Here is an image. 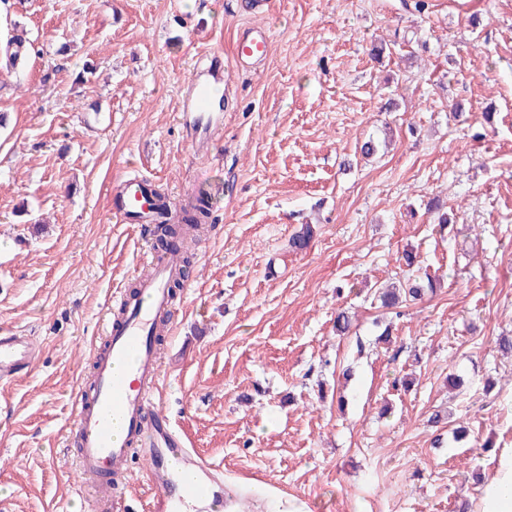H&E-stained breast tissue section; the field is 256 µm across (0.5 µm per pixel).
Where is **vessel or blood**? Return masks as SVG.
Masks as SVG:
<instances>
[{
	"label": "vessel or blood",
	"mask_w": 512,
	"mask_h": 512,
	"mask_svg": "<svg viewBox=\"0 0 512 512\" xmlns=\"http://www.w3.org/2000/svg\"><path fill=\"white\" fill-rule=\"evenodd\" d=\"M267 28L249 25L236 39V58L242 67L259 65L268 56ZM190 118L194 127L215 129L222 116L212 111L224 90V70L212 60L205 80L190 84ZM152 183L146 176L122 180L113 206L125 221L148 233L157 212L151 204ZM149 271L140 278L138 296L117 292L112 302L123 318L108 319L106 350L91 381L76 386L71 431L77 441L74 461L79 486L91 512H124L126 486L118 476L133 456L148 462L151 487L149 512H208L207 505L223 487L217 469L172 428L158 408L161 359L149 332L156 317L175 319L168 286L178 276L170 263L147 257ZM40 342L23 330L0 331V383H8L33 368Z\"/></svg>",
	"instance_id": "obj_1"
}]
</instances>
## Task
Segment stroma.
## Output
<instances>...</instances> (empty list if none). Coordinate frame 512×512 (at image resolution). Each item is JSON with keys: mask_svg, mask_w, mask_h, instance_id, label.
<instances>
[{"mask_svg": "<svg viewBox=\"0 0 512 512\" xmlns=\"http://www.w3.org/2000/svg\"><path fill=\"white\" fill-rule=\"evenodd\" d=\"M252 21L272 39L254 70L234 57ZM16 25L41 53L0 69V330L43 347L0 384V512H88L74 389L144 269L112 212L134 173L218 206L160 393L236 512H470L512 448V0H271L256 17L246 0H0V47ZM216 55L228 104L201 154L180 101ZM410 271L434 292L381 307Z\"/></svg>", "mask_w": 512, "mask_h": 512, "instance_id": "stroma-1", "label": "stroma"}]
</instances>
